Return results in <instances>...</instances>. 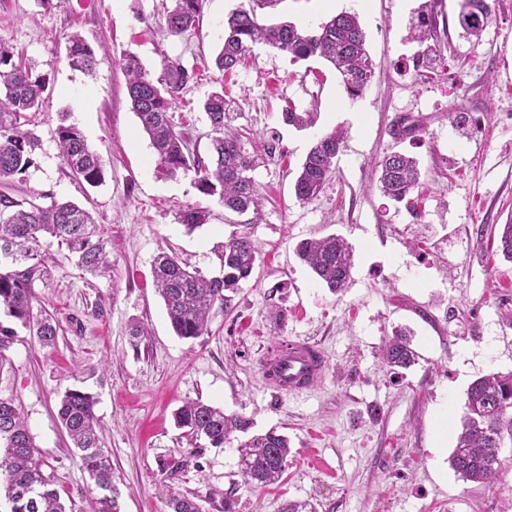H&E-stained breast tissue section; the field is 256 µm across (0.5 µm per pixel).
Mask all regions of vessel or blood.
<instances>
[{
    "instance_id": "b4317fda",
    "label": "vessel or blood",
    "mask_w": 512,
    "mask_h": 512,
    "mask_svg": "<svg viewBox=\"0 0 512 512\" xmlns=\"http://www.w3.org/2000/svg\"><path fill=\"white\" fill-rule=\"evenodd\" d=\"M327 368V357L318 344L295 337L268 350L262 374L272 389L283 394H298L318 387Z\"/></svg>"
}]
</instances>
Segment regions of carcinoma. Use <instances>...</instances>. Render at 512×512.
Wrapping results in <instances>:
<instances>
[{"label":"carcinoma","instance_id":"1","mask_svg":"<svg viewBox=\"0 0 512 512\" xmlns=\"http://www.w3.org/2000/svg\"><path fill=\"white\" fill-rule=\"evenodd\" d=\"M166 18L167 29L175 35L196 28L206 0H174ZM265 0H249L224 21V42L214 59L218 70L234 69L252 51L264 43L298 60L320 59L336 70L345 93L351 99L362 96L374 75L375 62L366 47V35L355 13L341 12L320 24L309 34L291 22L264 24L257 10ZM486 0H460L458 20L466 34L480 40L481 20ZM432 12L424 10L412 24L413 41L424 44L434 37ZM69 65L85 73L97 66L92 48L78 34L69 39ZM119 66L126 77L132 109L154 150L158 170L166 177L194 171L198 191L218 197L224 209L245 214L260 205V194L248 175L255 166L238 134L227 130L224 92H214L204 102L212 125L208 154L190 145L184 132L171 121L169 112L177 94L194 79V71L177 58L162 61L163 78L153 80L139 58L125 55ZM44 78L36 73V64L15 55L13 45L0 39V186L7 187L34 165L39 138L28 128V113L36 111L45 91ZM285 124L303 129L313 123L310 112L282 113ZM60 156L72 175L96 187L104 181L105 163L87 144L73 124H61L55 131ZM345 132L333 129L320 136L308 151L293 183L295 198L311 203L321 194L330 178L334 162L344 144ZM376 180L383 195L401 203L420 185L418 162L401 151L384 154L377 163ZM208 210L198 205L182 206L178 221L192 231L206 224ZM92 213L75 203L53 201L43 206L24 199L0 195V313L26 328L43 347H52L57 325L46 312L35 310L38 298L31 284L45 263L42 240L55 238L78 254V265L91 274L110 267L106 246L95 237ZM499 250L512 263V222L501 225ZM298 259L315 279L331 292L346 288L353 267L348 243L337 235L302 241L297 244ZM259 251L247 235L233 236L220 251L222 276L207 277L189 270L179 259L160 253L154 260L153 279L162 298L174 333L183 339H195L208 329L215 305L228 306L240 281L249 278ZM382 356L391 368L407 369L417 354L409 336L397 331L385 339ZM92 395L70 389L59 401L58 417L74 447L80 452L82 467L99 489L94 512H121V493L113 483L112 464L100 445ZM178 427L185 430L192 445L204 441L222 448L235 432L250 428V420L200 401L187 402L175 414ZM512 436V373H492L475 380L468 388L461 418V432L451 454L452 468L464 480L493 485L505 473L500 439ZM239 473L242 482L262 489L281 481L290 445L288 437L269 431L254 435L238 446ZM27 424L10 398L0 397V492L8 502V512H67L52 476L43 471ZM172 512H202L194 499L175 494L170 500Z\"/></svg>","mask_w":512,"mask_h":512}]
</instances>
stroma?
I'll list each match as a JSON object with an SVG mask.
<instances>
[{
  "instance_id": "35a3bbf8",
  "label": "stroma",
  "mask_w": 512,
  "mask_h": 512,
  "mask_svg": "<svg viewBox=\"0 0 512 512\" xmlns=\"http://www.w3.org/2000/svg\"><path fill=\"white\" fill-rule=\"evenodd\" d=\"M241 2L207 0L199 27L174 36L166 29L173 0H69L52 10L0 0V39L46 79L35 163L12 194L89 209L112 261L92 276L67 246L45 243L48 273L33 288L60 326L56 347L40 348L15 326L0 396L23 413L68 512H92L99 494L57 417L69 388L96 398L122 512H171L176 493L204 497L205 512H222L228 491L236 512H280L288 500L317 502L322 512H512V469L489 486L463 481L448 462L470 383L512 372V263L476 234L478 225L512 220V0H487L478 41L459 25L458 0H335L337 11L358 13L376 62L356 100L323 61H296L261 44L244 64L219 72L224 21ZM426 7L437 57L417 69L410 27ZM330 17L317 0H277L260 12L262 22L308 29ZM74 32L95 52L93 74L68 63ZM128 52L154 78L167 57L201 73L171 109L200 152L212 130L203 103L223 90L231 127L249 132L245 148L257 157L258 209L227 211L197 191L194 173L158 172L119 66ZM288 106L313 113V126L285 125ZM452 110L468 113V126L452 125ZM404 117L418 131L394 138ZM64 120L104 158L101 185L77 180L62 161L54 131ZM339 126L348 138L334 174L316 201L298 202L292 186L301 162L319 134ZM391 150L420 163L414 207L389 201L371 183L373 162ZM186 204L207 209L208 223L187 231L176 219ZM238 234L259 249L253 274L229 309H214L207 335L176 336L153 284L155 256L172 251L217 276V250ZM329 234L353 249L351 280L339 294L294 253L299 241ZM134 322L147 330L137 344ZM398 327L413 331L420 355L399 375L380 357L383 338ZM295 336L325 350L328 372L307 393L277 395L261 364L272 345ZM196 400L252 418L253 433L287 436L281 482L261 490L240 484L233 443L193 456L174 413Z\"/></svg>"
}]
</instances>
